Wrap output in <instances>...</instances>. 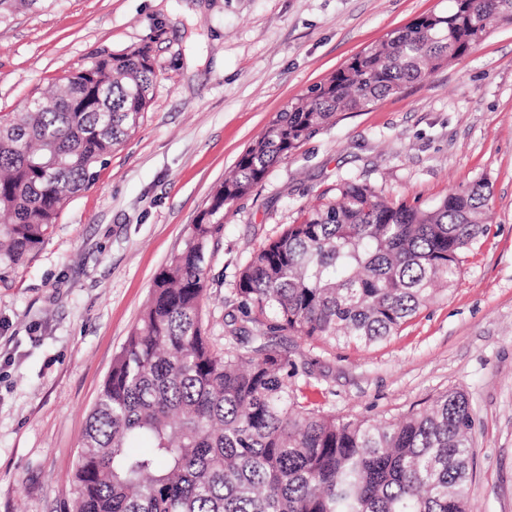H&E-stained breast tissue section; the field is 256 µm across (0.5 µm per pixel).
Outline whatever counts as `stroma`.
Returning a JSON list of instances; mask_svg holds the SVG:
<instances>
[{"label":"stroma","instance_id":"1","mask_svg":"<svg viewBox=\"0 0 512 512\" xmlns=\"http://www.w3.org/2000/svg\"><path fill=\"white\" fill-rule=\"evenodd\" d=\"M452 0H44L0 23V113L99 51L148 45L158 71L137 131L43 244L0 265V512H71L73 465L112 361L156 274L277 112L353 56ZM489 183L490 232L457 284L388 341L281 344L314 365L319 409L391 421L451 389L475 418L470 512H512V24L427 80L304 141L224 215L205 323L223 342L251 255L355 180L430 208Z\"/></svg>","mask_w":512,"mask_h":512}]
</instances>
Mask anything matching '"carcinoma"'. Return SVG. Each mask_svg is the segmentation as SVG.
Returning a JSON list of instances; mask_svg holds the SVG:
<instances>
[{
	"mask_svg": "<svg viewBox=\"0 0 512 512\" xmlns=\"http://www.w3.org/2000/svg\"><path fill=\"white\" fill-rule=\"evenodd\" d=\"M40 0H0V22ZM512 0H454L366 47L276 114L217 185L162 267L115 356L75 463L74 512H467L475 419L450 389L401 420L311 407L313 363L280 336L371 347L457 282L489 233L487 182L428 209L345 180L240 271L245 326L218 347L203 319L205 261L224 210L336 122L461 57ZM157 78L147 45L95 54L59 93L0 115V263L37 249L95 168L137 128Z\"/></svg>",
	"mask_w": 512,
	"mask_h": 512,
	"instance_id": "carcinoma-1",
	"label": "carcinoma"
}]
</instances>
